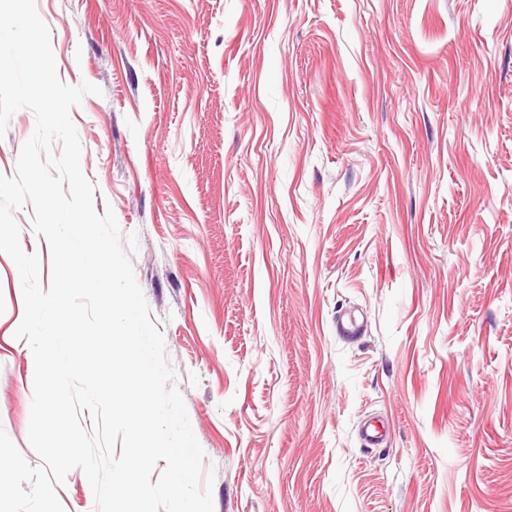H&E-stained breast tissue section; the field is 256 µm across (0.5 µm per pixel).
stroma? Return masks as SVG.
<instances>
[{
  "label": "stroma",
  "mask_w": 512,
  "mask_h": 512,
  "mask_svg": "<svg viewBox=\"0 0 512 512\" xmlns=\"http://www.w3.org/2000/svg\"><path fill=\"white\" fill-rule=\"evenodd\" d=\"M214 512H512V0H35ZM34 114L0 138L15 176ZM18 210L20 244L51 255ZM364 311L346 341L336 314ZM0 252V428L34 360ZM381 420L388 443L362 447ZM96 512L82 470L56 485Z\"/></svg>",
  "instance_id": "1"
}]
</instances>
